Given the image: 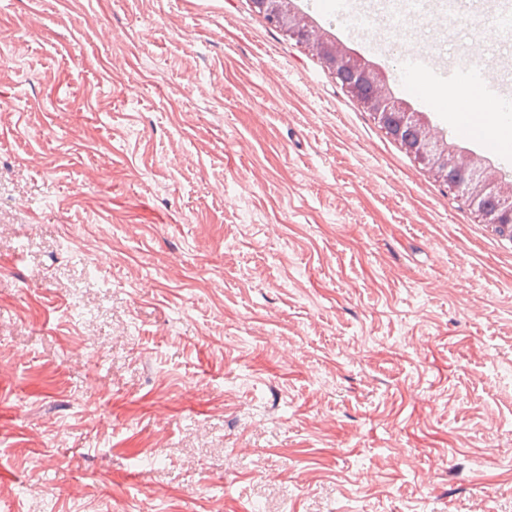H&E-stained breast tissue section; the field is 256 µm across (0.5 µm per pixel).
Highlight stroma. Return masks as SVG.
Listing matches in <instances>:
<instances>
[{"label": "stroma", "mask_w": 512, "mask_h": 512, "mask_svg": "<svg viewBox=\"0 0 512 512\" xmlns=\"http://www.w3.org/2000/svg\"><path fill=\"white\" fill-rule=\"evenodd\" d=\"M300 12L384 71L485 0ZM0 512H512V244L250 0H0ZM434 133L512 176V165Z\"/></svg>", "instance_id": "obj_1"}]
</instances>
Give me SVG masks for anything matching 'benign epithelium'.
<instances>
[{"label": "benign epithelium", "instance_id": "benign-epithelium-1", "mask_svg": "<svg viewBox=\"0 0 512 512\" xmlns=\"http://www.w3.org/2000/svg\"><path fill=\"white\" fill-rule=\"evenodd\" d=\"M251 4L255 12L269 16L290 38L302 42L332 74L348 68L351 51L313 26L288 0H251ZM344 88L408 154L465 201L482 223L512 226V196L502 193V176L435 134L422 113L392 94L382 71L374 67L357 70Z\"/></svg>", "mask_w": 512, "mask_h": 512}]
</instances>
